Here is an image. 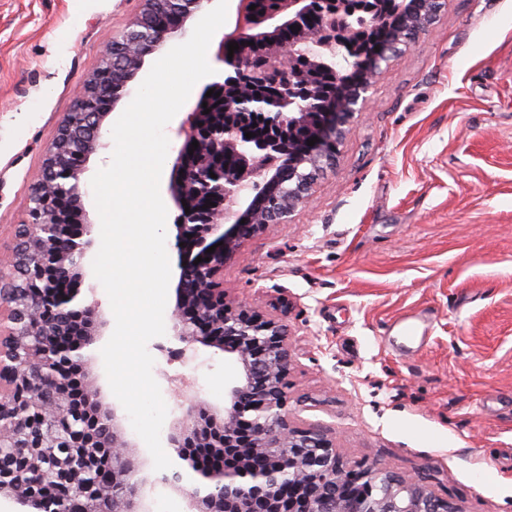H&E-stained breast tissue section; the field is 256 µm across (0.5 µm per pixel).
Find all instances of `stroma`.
<instances>
[{"instance_id":"35a3bbf8","label":"stroma","mask_w":512,"mask_h":512,"mask_svg":"<svg viewBox=\"0 0 512 512\" xmlns=\"http://www.w3.org/2000/svg\"><path fill=\"white\" fill-rule=\"evenodd\" d=\"M142 0H0V250L28 186ZM336 163L224 265L229 300L282 307L288 408L344 461L419 477L460 512H512V0H443L370 79ZM419 327L403 335L399 321ZM153 376L223 406L240 367L148 343Z\"/></svg>"}]
</instances>
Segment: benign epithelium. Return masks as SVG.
Instances as JSON below:
<instances>
[{
    "label": "benign epithelium",
    "mask_w": 512,
    "mask_h": 512,
    "mask_svg": "<svg viewBox=\"0 0 512 512\" xmlns=\"http://www.w3.org/2000/svg\"><path fill=\"white\" fill-rule=\"evenodd\" d=\"M167 2L143 0L142 11L112 39L101 55L108 69L97 71L64 114L29 185L28 219L16 234L11 273L0 272V454L17 449L8 462L0 461V500L10 503L12 512H152L155 489L165 486L183 497L185 512H459L414 477L379 465H346L327 433L298 425L288 411L287 325L233 305L222 286L224 263L241 241L283 222L306 202L317 176L336 162L342 127L360 111L369 74L431 22L440 0H431L433 7L416 25L407 0H395L377 40L361 49L351 37L364 28V18L355 16L348 0H325L320 23L331 37L318 55L288 39L290 26L309 14L310 0H277L272 10H252V0H239L235 23L224 28L218 42L224 74L208 85L213 95L205 98L207 107L199 102L190 112L169 184L179 211L172 340L184 356L200 346L231 355L240 366L239 378L225 393L222 408L190 392L183 395L166 449L173 467L162 471L145 472L117 413L103 401L90 368L107 321L94 294L66 287L82 276L97 225L82 211V233L75 237L67 219L69 202H83L85 165L111 134L108 113L85 106L88 98L108 88L107 77L115 71L120 88L111 107H116L143 67L144 55L119 71L113 63L139 42L153 54L186 36L189 23L211 0H191L170 24L154 25L157 5ZM243 41L252 49L231 58L224 52L226 44ZM298 55L307 66L281 83ZM327 64L340 69L343 79L318 101L308 70ZM226 107L259 113L275 129L297 126L315 113L317 142L309 146L305 138L281 140L272 134L248 139L249 128L218 121L217 113ZM78 124L88 125L92 140L75 168L64 150ZM226 155L238 159L232 172L224 169ZM267 157L279 158L283 166L262 165ZM285 183L288 196L281 200L278 192ZM195 193L216 203L203 224L188 199ZM198 256L203 261L196 264ZM68 366L82 369V405L73 402L75 381ZM31 405L40 408L42 418L34 433L26 415ZM197 445L236 460L205 467L190 453ZM98 448L108 449L104 468L88 461Z\"/></svg>",
    "instance_id": "1"
}]
</instances>
